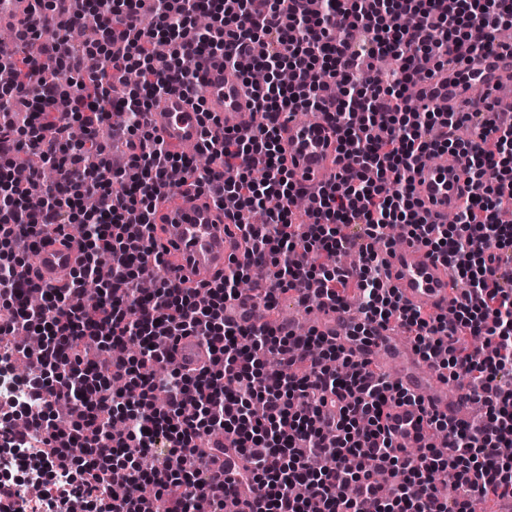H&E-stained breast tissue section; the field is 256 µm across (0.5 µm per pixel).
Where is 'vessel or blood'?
<instances>
[{"mask_svg": "<svg viewBox=\"0 0 512 512\" xmlns=\"http://www.w3.org/2000/svg\"><path fill=\"white\" fill-rule=\"evenodd\" d=\"M467 70L470 82L458 79V70ZM200 88L208 112L217 116L228 129L252 125L254 114L241 79L225 75L224 58L209 56L200 72ZM499 89L512 87V54L495 51L464 59L462 67H448L419 82L420 102L441 111L473 109L471 84ZM148 124L162 140L167 151L179 154L199 143L202 134L200 116L192 102L180 93L164 95L151 108ZM281 143L285 163L300 183L317 186L332 181L336 174V134L322 113L310 119L283 121ZM418 197L423 200L430 221L442 222L462 201L466 174L462 164L450 156L422 163L413 173ZM158 251L170 261L169 275L174 281L210 279L232 260L242 258L246 244L242 231L228 223L222 209L206 197L192 191H177L161 202L153 216ZM80 254L77 237L50 238L38 246L33 266L41 282L49 287L64 285ZM391 284L404 300L421 310L436 313L447 308L458 290L446 268L431 258L426 248L408 243L387 256ZM315 328L328 341L370 361L378 369L394 367L397 382L417 395L414 403L389 407L385 424L397 449L416 453L426 448L443 447L427 423V414L437 411L458 418L471 400L466 391L450 387L435 370L421 363L400 330L379 331L371 336L357 333L360 315L350 309L332 310L314 307ZM177 362L194 369L208 360V352L192 336L180 339Z\"/></svg>", "mask_w": 512, "mask_h": 512, "instance_id": "b4317fda", "label": "vessel or blood"}]
</instances>
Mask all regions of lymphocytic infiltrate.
Returning <instances> with one entry per match:
<instances>
[{"label":"lymphocytic infiltrate","instance_id":"obj_1","mask_svg":"<svg viewBox=\"0 0 512 512\" xmlns=\"http://www.w3.org/2000/svg\"><path fill=\"white\" fill-rule=\"evenodd\" d=\"M90 12L97 23L70 42ZM511 23L512 0H32L14 50H0L14 75L0 84V335L35 333L42 345L5 347L0 371L27 362L20 383L35 410L5 435L45 481L30 499L0 482V512H224L228 499L238 512H476L512 501V226L498 220L512 201V115L489 101L441 112L404 99L409 83L459 54L512 53L495 36ZM217 53L258 121L229 134L203 112L201 168L168 153L146 114L168 93L196 95L197 64ZM298 110L326 114L339 135L333 184L302 190L282 165L280 119ZM463 126L472 140L457 139ZM106 134L124 137L126 169L105 157ZM427 152L465 167L456 223L422 213L411 173ZM22 153L55 171L35 202L13 179ZM215 166L223 181L211 179ZM173 169L249 244L196 287L148 266L151 216ZM89 195L97 208L84 207ZM395 224L453 270L462 289L450 314L413 308L389 285L377 245ZM70 226L79 262L64 287L41 288L34 244ZM258 263L271 267L258 305L274 309L294 290L305 310L344 309L356 295L366 324L408 331L424 361L467 381L484 419L429 413L445 449L398 453L384 421L407 390L316 330L225 320ZM36 289L32 309L22 294ZM181 336L198 337L209 364L181 369ZM229 447L249 473L239 492L206 470ZM437 471L453 474L454 495L433 482ZM389 473L400 480L384 497ZM134 484L153 495H132Z\"/></svg>","mask_w":512,"mask_h":512}]
</instances>
